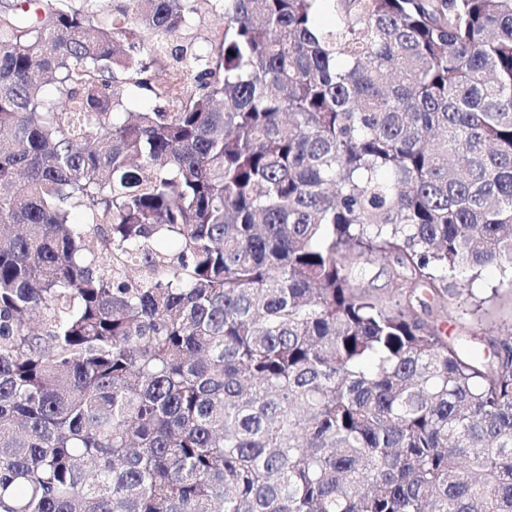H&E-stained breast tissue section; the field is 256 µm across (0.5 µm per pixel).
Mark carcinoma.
Wrapping results in <instances>:
<instances>
[{
	"label": "carcinoma",
	"mask_w": 512,
	"mask_h": 512,
	"mask_svg": "<svg viewBox=\"0 0 512 512\" xmlns=\"http://www.w3.org/2000/svg\"><path fill=\"white\" fill-rule=\"evenodd\" d=\"M490 266L512 0H0V512H512ZM396 266L393 257L376 260L371 265V274L369 279L365 281L364 286L376 294L383 295L385 293L384 289L388 288L389 274ZM510 279L496 268H487L473 283L472 291L481 308L475 314L462 313L455 305L438 309L433 318L445 336H472L474 345L491 351L489 343L510 333L512 325V290ZM503 283V285H502ZM498 292L494 295V289ZM482 301L484 303H480Z\"/></svg>",
	"instance_id": "1"
}]
</instances>
